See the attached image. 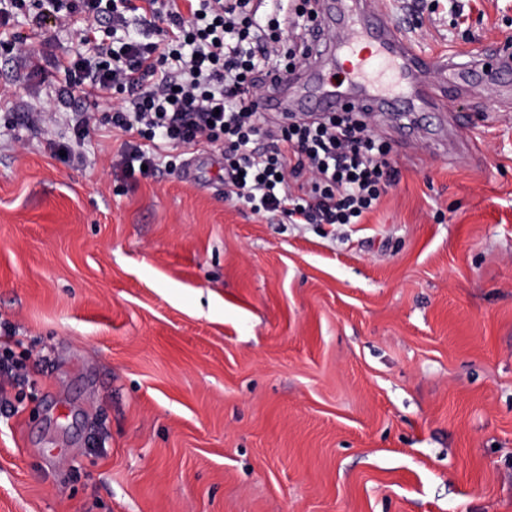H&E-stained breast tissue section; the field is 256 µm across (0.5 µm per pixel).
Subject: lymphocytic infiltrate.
Wrapping results in <instances>:
<instances>
[{
  "mask_svg": "<svg viewBox=\"0 0 512 512\" xmlns=\"http://www.w3.org/2000/svg\"><path fill=\"white\" fill-rule=\"evenodd\" d=\"M0 0V47L23 62L31 54L12 32L17 10L78 28L82 53L56 60L63 96L80 99L69 115L75 142L95 113L87 103L122 104L108 118L132 134L122 163L156 171L164 152L185 145L224 147V197L290 224H358L399 178L390 148L363 113L343 110L315 121L270 117L261 103L276 79L311 57L320 0ZM12 327L0 328V413L22 385Z\"/></svg>",
  "mask_w": 512,
  "mask_h": 512,
  "instance_id": "lymphocytic-infiltrate-1",
  "label": "lymphocytic infiltrate"
}]
</instances>
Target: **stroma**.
I'll return each mask as SVG.
<instances>
[{
	"label": "stroma",
	"instance_id": "1",
	"mask_svg": "<svg viewBox=\"0 0 512 512\" xmlns=\"http://www.w3.org/2000/svg\"><path fill=\"white\" fill-rule=\"evenodd\" d=\"M437 55L512 43V0H380ZM14 29L34 53L76 30ZM63 72L0 50V512H512V79L445 85L359 224L224 197V153L129 175ZM27 112L47 123L32 130ZM69 124L77 144L88 135L91 125L96 126V115L80 105L75 107L74 112H69ZM0 377H6L10 385L16 388L24 383L20 371L24 369V363L15 358L12 345H18L19 340L15 339L14 328L4 325L0 326Z\"/></svg>",
	"mask_w": 512,
	"mask_h": 512
}]
</instances>
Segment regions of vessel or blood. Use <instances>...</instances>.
I'll return each instance as SVG.
<instances>
[{
  "instance_id": "vessel-or-blood-1",
  "label": "vessel or blood",
  "mask_w": 512,
  "mask_h": 512,
  "mask_svg": "<svg viewBox=\"0 0 512 512\" xmlns=\"http://www.w3.org/2000/svg\"><path fill=\"white\" fill-rule=\"evenodd\" d=\"M318 61L336 58L345 83L332 86L319 73L306 78L293 112H333L347 106L390 112L399 119L440 109L439 83L481 76L486 55L430 56L416 49L401 26L373 0H327L321 12Z\"/></svg>"
}]
</instances>
